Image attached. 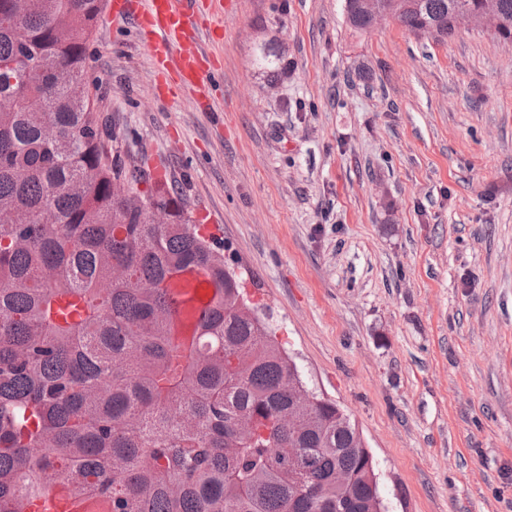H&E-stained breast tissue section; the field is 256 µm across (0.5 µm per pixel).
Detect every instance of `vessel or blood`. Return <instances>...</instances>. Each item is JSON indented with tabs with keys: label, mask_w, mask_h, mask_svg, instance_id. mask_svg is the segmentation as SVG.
<instances>
[{
	"label": "vessel or blood",
	"mask_w": 512,
	"mask_h": 512,
	"mask_svg": "<svg viewBox=\"0 0 512 512\" xmlns=\"http://www.w3.org/2000/svg\"><path fill=\"white\" fill-rule=\"evenodd\" d=\"M223 0H112V16L131 21L139 44L159 76L168 80L169 94L191 91L200 111L216 109L211 53L198 41L201 28L218 32L216 17Z\"/></svg>",
	"instance_id": "1"
}]
</instances>
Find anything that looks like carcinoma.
Masks as SVG:
<instances>
[{"instance_id":"carcinoma-1","label":"carcinoma","mask_w":512,"mask_h":512,"mask_svg":"<svg viewBox=\"0 0 512 512\" xmlns=\"http://www.w3.org/2000/svg\"><path fill=\"white\" fill-rule=\"evenodd\" d=\"M355 2L347 21L365 32ZM496 2L493 36L512 44V0ZM415 4L395 20L441 40L481 0ZM99 12L0 0V512H321L292 504L301 482L358 507L379 489L336 403L288 430L291 358L216 239L169 192L138 190L140 168L109 145L85 78ZM23 44L69 76L53 96L18 65ZM282 54L263 43L256 62ZM290 444L304 455L288 460ZM340 468L354 484H336Z\"/></svg>"}]
</instances>
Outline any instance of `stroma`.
Instances as JSON below:
<instances>
[{
  "instance_id": "obj_1",
  "label": "stroma",
  "mask_w": 512,
  "mask_h": 512,
  "mask_svg": "<svg viewBox=\"0 0 512 512\" xmlns=\"http://www.w3.org/2000/svg\"><path fill=\"white\" fill-rule=\"evenodd\" d=\"M88 52L143 189L209 211L306 385L362 433L389 512H512V45L358 33L344 0H230L218 112L158 96L110 7Z\"/></svg>"
}]
</instances>
